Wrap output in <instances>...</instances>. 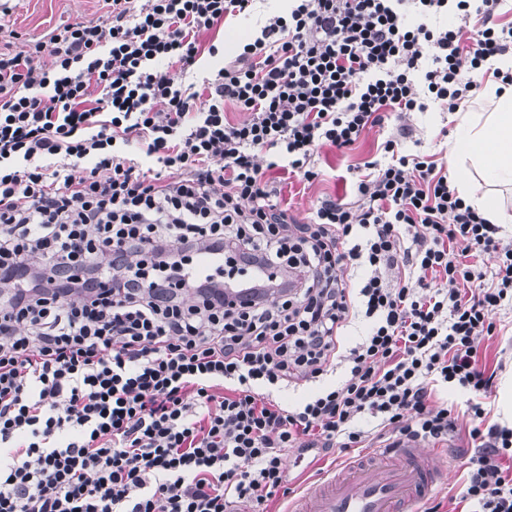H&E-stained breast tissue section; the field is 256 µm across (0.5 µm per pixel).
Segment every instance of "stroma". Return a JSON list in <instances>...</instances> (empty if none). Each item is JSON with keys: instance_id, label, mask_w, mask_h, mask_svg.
<instances>
[{"instance_id": "stroma-1", "label": "stroma", "mask_w": 512, "mask_h": 512, "mask_svg": "<svg viewBox=\"0 0 512 512\" xmlns=\"http://www.w3.org/2000/svg\"><path fill=\"white\" fill-rule=\"evenodd\" d=\"M9 6V12L0 16V26L16 32L17 37L11 42V48L16 52L27 49L30 42L42 38L58 24L91 20L103 13L100 0H10ZM283 7L282 0H255L249 16L227 20L225 27L201 34L199 43L205 48L246 39L249 33L258 32L267 15L281 11ZM456 126L457 122L450 113L431 105L425 111L409 113L402 119L390 117L385 130L373 128L365 131L348 149L320 148L315 157L320 175L313 181H301L277 169L270 171L269 177L278 190L281 207L288 209L297 221L304 222L319 200L343 195L342 178L349 169L382 159L381 144L385 134L396 136L405 153L425 155L437 167L444 168L448 165ZM479 353L481 363L496 372V387L490 399V419L504 422L502 383L505 376H512V318L498 321L494 337L482 342ZM446 449L447 478L429 498L428 503L432 506L441 501L446 489L460 482L474 453L468 433L463 428L449 436Z\"/></svg>"}]
</instances>
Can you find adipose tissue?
I'll list each match as a JSON object with an SVG mask.
<instances>
[{
	"instance_id": "obj_1",
	"label": "adipose tissue",
	"mask_w": 512,
	"mask_h": 512,
	"mask_svg": "<svg viewBox=\"0 0 512 512\" xmlns=\"http://www.w3.org/2000/svg\"><path fill=\"white\" fill-rule=\"evenodd\" d=\"M457 130L448 165L460 197L490 223L512 224V86L487 85Z\"/></svg>"
}]
</instances>
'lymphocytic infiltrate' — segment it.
Masks as SVG:
<instances>
[{"mask_svg": "<svg viewBox=\"0 0 512 512\" xmlns=\"http://www.w3.org/2000/svg\"><path fill=\"white\" fill-rule=\"evenodd\" d=\"M103 2L0 49V512H260L291 491L288 453L447 441L440 389L466 395L476 449L458 512H512V427L487 423L479 361L512 308V241L392 139L355 201L303 224L266 177L315 180L319 148L388 113L463 110L462 61L512 46L503 0H288L199 85L173 75L253 0Z\"/></svg>", "mask_w": 512, "mask_h": 512, "instance_id": "obj_1", "label": "lymphocytic infiltrate"}]
</instances>
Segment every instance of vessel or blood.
Masks as SVG:
<instances>
[{
    "label": "vessel or blood",
    "mask_w": 512,
    "mask_h": 512,
    "mask_svg": "<svg viewBox=\"0 0 512 512\" xmlns=\"http://www.w3.org/2000/svg\"><path fill=\"white\" fill-rule=\"evenodd\" d=\"M444 474L435 453L412 442L379 464L350 466L313 482L292 512H414Z\"/></svg>",
    "instance_id": "1"
}]
</instances>
